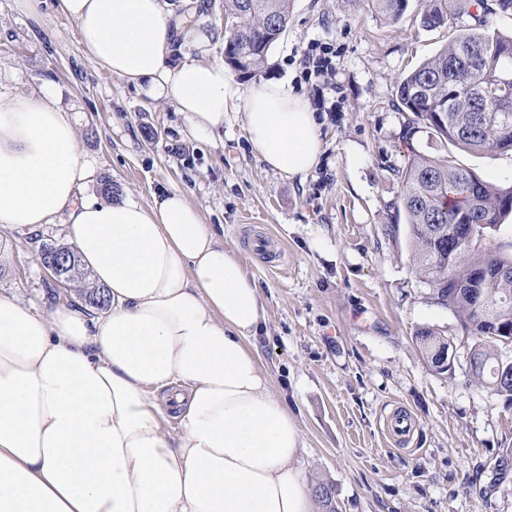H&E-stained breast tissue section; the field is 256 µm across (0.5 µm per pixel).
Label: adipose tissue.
<instances>
[{
  "mask_svg": "<svg viewBox=\"0 0 512 512\" xmlns=\"http://www.w3.org/2000/svg\"><path fill=\"white\" fill-rule=\"evenodd\" d=\"M85 54L175 103L200 140L243 109L252 152L305 179L321 150L310 102L278 80L247 90L223 64L179 60L189 17L165 0H58ZM98 168L55 89L0 91V224L63 220L111 298L42 316L0 294V512H318L304 448L252 346L260 287L176 190L84 196Z\"/></svg>",
  "mask_w": 512,
  "mask_h": 512,
  "instance_id": "adipose-tissue-1",
  "label": "adipose tissue"
}]
</instances>
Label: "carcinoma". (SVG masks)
Instances as JSON below:
<instances>
[{"mask_svg":"<svg viewBox=\"0 0 512 512\" xmlns=\"http://www.w3.org/2000/svg\"><path fill=\"white\" fill-rule=\"evenodd\" d=\"M376 10L397 20L407 0H372ZM233 19L225 40V62L233 70L254 74L288 24L290 0H224ZM512 11V0H424L421 25L454 30L437 54L408 72L397 89L398 105L414 114L406 139L423 128L469 152L512 151V97L499 88L502 72L512 74V31L497 28L494 17ZM397 209L406 219L412 264L427 287V300L453 312L470 337V370L492 394L512 403V358L495 356L500 337H512V241L501 243L492 232L512 216V183L482 180L446 157L411 150L401 173ZM478 226L473 247L449 246L448 226ZM71 282L82 283L77 295L94 309L110 298L90 280L78 252L69 250ZM415 341L439 374L452 371L441 360L451 344L440 330L422 326ZM325 512H335L329 483L314 487Z\"/></svg>","mask_w":512,"mask_h":512,"instance_id":"cac0c4a2","label":"carcinoma"}]
</instances>
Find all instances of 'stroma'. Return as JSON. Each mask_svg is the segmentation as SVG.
<instances>
[{
  "instance_id": "1",
  "label": "stroma",
  "mask_w": 512,
  "mask_h": 512,
  "mask_svg": "<svg viewBox=\"0 0 512 512\" xmlns=\"http://www.w3.org/2000/svg\"><path fill=\"white\" fill-rule=\"evenodd\" d=\"M179 39L184 58L223 61L224 0H202ZM422 0L400 19L371 0H291L286 31L252 79L306 96L322 143L299 180L270 170L246 141L241 109L222 141L183 134L173 102L151 99L84 54L77 24L56 0L27 14L0 0V87L17 94L53 85L79 147L117 194L149 205L175 189L238 256L262 291L266 326L256 339L270 390L283 397L306 445L307 486L332 484L338 512H512V404L470 372L472 341L450 311L428 303L405 230L391 231L399 174L410 149L448 156L492 183L512 182V152L470 153L426 132L399 109L400 78L434 56L450 34L423 30ZM321 49L329 74L307 75ZM270 239L266 252L257 240ZM62 224L0 226V293L48 314L53 290L42 245L66 243ZM429 325L451 341L454 370L437 374L413 333ZM409 413L416 428L398 446L384 422Z\"/></svg>"
}]
</instances>
